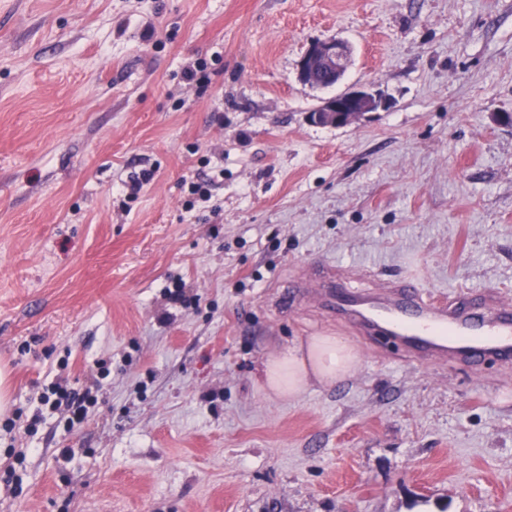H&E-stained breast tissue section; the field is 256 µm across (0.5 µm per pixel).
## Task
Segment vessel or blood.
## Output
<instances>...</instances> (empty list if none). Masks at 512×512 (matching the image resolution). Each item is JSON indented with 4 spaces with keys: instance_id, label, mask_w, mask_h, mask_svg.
<instances>
[{
    "instance_id": "vessel-or-blood-1",
    "label": "vessel or blood",
    "mask_w": 512,
    "mask_h": 512,
    "mask_svg": "<svg viewBox=\"0 0 512 512\" xmlns=\"http://www.w3.org/2000/svg\"><path fill=\"white\" fill-rule=\"evenodd\" d=\"M307 287L327 289L354 325L399 339L408 353L440 361L512 360V303L487 292L464 303L426 292L407 277L387 280L382 294L349 300L331 275L314 272Z\"/></svg>"
}]
</instances>
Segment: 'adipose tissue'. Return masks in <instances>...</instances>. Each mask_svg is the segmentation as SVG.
<instances>
[{
    "label": "adipose tissue",
    "mask_w": 512,
    "mask_h": 512,
    "mask_svg": "<svg viewBox=\"0 0 512 512\" xmlns=\"http://www.w3.org/2000/svg\"><path fill=\"white\" fill-rule=\"evenodd\" d=\"M356 362V350L346 337L311 336L270 358L262 377L268 394L293 399L310 384L327 386L349 375Z\"/></svg>",
    "instance_id": "obj_1"
}]
</instances>
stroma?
I'll return each mask as SVG.
<instances>
[{"mask_svg":"<svg viewBox=\"0 0 512 512\" xmlns=\"http://www.w3.org/2000/svg\"><path fill=\"white\" fill-rule=\"evenodd\" d=\"M333 38L344 77L302 82ZM360 86L389 108L309 121ZM504 113L512 0H0V512H512V364L412 358L299 285L512 301ZM326 335L354 372L271 397ZM57 382L96 395L81 426ZM350 61L349 46L340 39H331L313 44L303 57L300 79L316 88H322L326 79L339 82ZM356 362V350L346 337L310 336L270 358L262 377L268 394L289 400L311 383L327 386L349 375Z\"/></svg>","mask_w":512,"mask_h":512,"instance_id":"35a3bbf8","label":"stroma"}]
</instances>
